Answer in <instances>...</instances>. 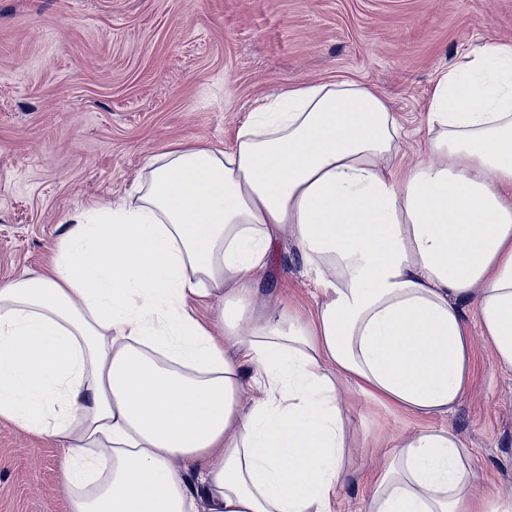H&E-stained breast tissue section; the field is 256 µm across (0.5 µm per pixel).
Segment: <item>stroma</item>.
<instances>
[{"instance_id":"35a3bbf8","label":"stroma","mask_w":512,"mask_h":512,"mask_svg":"<svg viewBox=\"0 0 512 512\" xmlns=\"http://www.w3.org/2000/svg\"><path fill=\"white\" fill-rule=\"evenodd\" d=\"M512 41V0H0V283L36 272L64 213L126 195L149 158L188 140L230 142L254 101L303 82L375 87L428 142L436 78L474 46ZM323 297L295 243L274 244L258 307L309 317ZM473 370L449 413L423 416L349 389L351 485L358 512L405 436L453 427L478 485L512 494V370L464 307ZM60 451L0 420V512H66Z\"/></svg>"}]
</instances>
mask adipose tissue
Returning <instances> with one entry per match:
<instances>
[{"label": "adipose tissue", "instance_id": "adipose-tissue-1", "mask_svg": "<svg viewBox=\"0 0 512 512\" xmlns=\"http://www.w3.org/2000/svg\"><path fill=\"white\" fill-rule=\"evenodd\" d=\"M426 112L429 151L404 167L373 87L257 99L230 145L165 147L135 197L65 214L48 267L0 285V419L57 444L68 512H335L352 480L342 384L450 412L471 299L512 368V45L461 54ZM287 233L325 285L306 320L253 303ZM360 512H512V497H477L465 443L427 429Z\"/></svg>", "mask_w": 512, "mask_h": 512}]
</instances>
